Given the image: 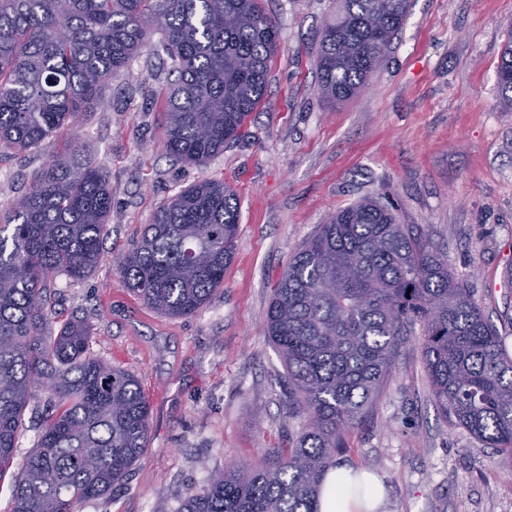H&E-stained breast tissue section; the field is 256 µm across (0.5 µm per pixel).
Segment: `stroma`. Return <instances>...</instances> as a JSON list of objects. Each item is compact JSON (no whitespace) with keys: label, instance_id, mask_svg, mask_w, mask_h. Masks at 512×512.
<instances>
[{"label":"stroma","instance_id":"stroma-1","mask_svg":"<svg viewBox=\"0 0 512 512\" xmlns=\"http://www.w3.org/2000/svg\"><path fill=\"white\" fill-rule=\"evenodd\" d=\"M279 52L244 134L204 167L166 151L151 91L168 57L153 35L82 113L74 137L112 184L106 261L85 280L51 284L58 320L86 319L97 357L135 375L150 403L147 447L111 494L79 512H177L185 492L301 429L277 384L284 367L264 334L290 258L336 209L373 199L444 255L512 357V112L497 65L512 0H410L384 66L331 105L317 90L315 35L336 0H264ZM63 149L47 139L0 161V207ZM237 192L239 231L224 286L195 315L146 308L110 261L156 208L201 179ZM345 464L375 473L386 512H512V457L450 426L429 394L409 336Z\"/></svg>","mask_w":512,"mask_h":512}]
</instances>
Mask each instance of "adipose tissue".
Here are the masks:
<instances>
[{
	"instance_id": "1",
	"label": "adipose tissue",
	"mask_w": 512,
	"mask_h": 512,
	"mask_svg": "<svg viewBox=\"0 0 512 512\" xmlns=\"http://www.w3.org/2000/svg\"><path fill=\"white\" fill-rule=\"evenodd\" d=\"M384 495L379 479L342 466L331 471L320 498L321 512H381Z\"/></svg>"
}]
</instances>
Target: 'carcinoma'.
I'll return each instance as SVG.
<instances>
[{
	"label": "carcinoma",
	"mask_w": 512,
	"mask_h": 512,
	"mask_svg": "<svg viewBox=\"0 0 512 512\" xmlns=\"http://www.w3.org/2000/svg\"><path fill=\"white\" fill-rule=\"evenodd\" d=\"M408 8L409 0H340L318 34V87L328 103L360 91ZM149 17L156 26L143 25ZM156 31L170 60L161 98L169 152L198 167L223 152L259 105L278 51L262 0H0V154L35 151L72 125ZM497 82L511 112L512 28ZM81 151L71 142L0 211V478L11 473L10 512H78L127 475L149 439L140 381L91 354V326L73 320L48 332L49 276L79 281L105 259L112 185L79 162ZM238 221L234 189L198 181L158 208L113 267L156 313L194 315L224 285ZM418 326L440 414L511 456L512 358L447 260L391 209L366 200L319 226L269 302L265 334L300 433L266 449L255 467L211 474L177 512H320L337 456ZM43 392L52 412L15 468L25 411Z\"/></svg>",
	"instance_id": "cac0c4a2"
}]
</instances>
